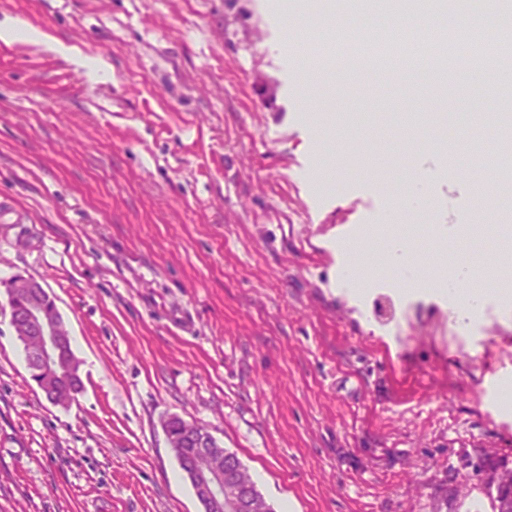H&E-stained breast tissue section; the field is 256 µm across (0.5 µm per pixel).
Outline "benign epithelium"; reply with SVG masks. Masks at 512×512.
Returning a JSON list of instances; mask_svg holds the SVG:
<instances>
[{
	"label": "benign epithelium",
	"instance_id": "obj_1",
	"mask_svg": "<svg viewBox=\"0 0 512 512\" xmlns=\"http://www.w3.org/2000/svg\"><path fill=\"white\" fill-rule=\"evenodd\" d=\"M11 323L17 335L39 341L29 353L40 371L58 374L73 370L75 360L67 354L69 330L55 299L32 277L19 276L9 283ZM175 447L184 449L183 461L189 471L196 497L204 512H249L250 492L236 484L233 464L224 462V448L206 431H184Z\"/></svg>",
	"mask_w": 512,
	"mask_h": 512
}]
</instances>
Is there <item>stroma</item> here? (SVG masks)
Listing matches in <instances>:
<instances>
[{
	"label": "stroma",
	"instance_id": "stroma-1",
	"mask_svg": "<svg viewBox=\"0 0 512 512\" xmlns=\"http://www.w3.org/2000/svg\"><path fill=\"white\" fill-rule=\"evenodd\" d=\"M275 0H0V280L37 279L81 362L69 407L31 379L0 289V512H204L164 420L235 453L273 512H492L512 468V267L471 310L377 268L362 227L453 153L492 82L312 63ZM100 60L88 72L52 49ZM468 249V177L426 188ZM39 36L38 30L21 18H8L2 22L0 20V39L6 43L27 37L38 39Z\"/></svg>",
	"mask_w": 512,
	"mask_h": 512
}]
</instances>
